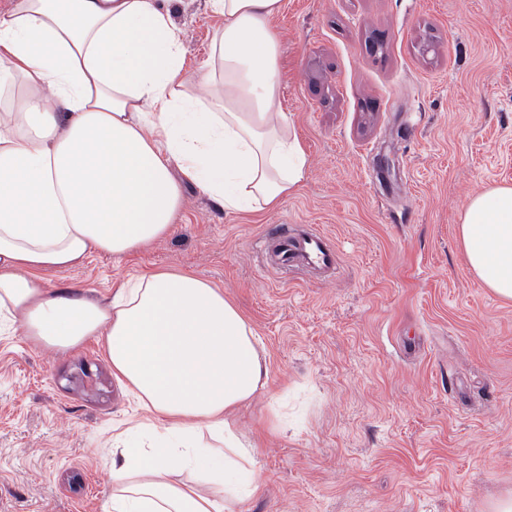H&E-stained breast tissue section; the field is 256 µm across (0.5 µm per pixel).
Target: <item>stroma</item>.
<instances>
[{
    "instance_id": "obj_1",
    "label": "stroma",
    "mask_w": 512,
    "mask_h": 512,
    "mask_svg": "<svg viewBox=\"0 0 512 512\" xmlns=\"http://www.w3.org/2000/svg\"><path fill=\"white\" fill-rule=\"evenodd\" d=\"M173 18L190 78L223 22L208 0ZM273 25L301 187L228 213L186 186L168 236L47 284L105 301L187 272L238 307L268 388L236 414L263 492L234 512H492L512 495V300L468 267L459 224L471 195L512 184V0H283ZM272 224L322 231L336 274L282 279L258 248ZM142 416L96 340L0 335V512H102L114 427Z\"/></svg>"
}]
</instances>
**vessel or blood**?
Masks as SVG:
<instances>
[{
    "instance_id": "1",
    "label": "vessel or blood",
    "mask_w": 512,
    "mask_h": 512,
    "mask_svg": "<svg viewBox=\"0 0 512 512\" xmlns=\"http://www.w3.org/2000/svg\"><path fill=\"white\" fill-rule=\"evenodd\" d=\"M262 250L273 253V268L281 274H292L303 268L336 271L338 252L321 231L295 232L292 225L268 226L260 239Z\"/></svg>"
}]
</instances>
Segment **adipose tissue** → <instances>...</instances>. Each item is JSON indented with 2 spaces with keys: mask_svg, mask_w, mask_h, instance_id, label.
<instances>
[{
  "mask_svg": "<svg viewBox=\"0 0 512 512\" xmlns=\"http://www.w3.org/2000/svg\"><path fill=\"white\" fill-rule=\"evenodd\" d=\"M172 3L0 8V332L49 351L96 339L145 411L112 451L103 512H227L257 495L256 442L233 415L267 368L248 321L196 275L130 278L104 304L49 292L43 271L167 236L185 185L229 212L273 209L308 166L280 102L282 0H208L224 25L193 90ZM460 235L477 277L512 299V186L471 197Z\"/></svg>",
  "mask_w": 512,
  "mask_h": 512,
  "instance_id": "adipose-tissue-1",
  "label": "adipose tissue"
}]
</instances>
